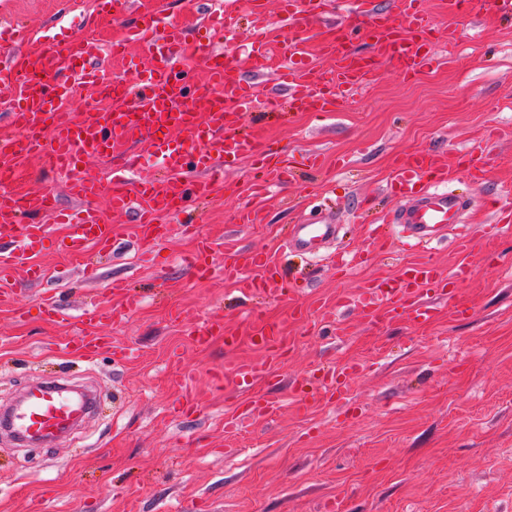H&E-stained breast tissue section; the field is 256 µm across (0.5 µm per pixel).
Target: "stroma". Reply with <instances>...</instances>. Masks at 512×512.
<instances>
[{
  "label": "stroma",
  "mask_w": 512,
  "mask_h": 512,
  "mask_svg": "<svg viewBox=\"0 0 512 512\" xmlns=\"http://www.w3.org/2000/svg\"><path fill=\"white\" fill-rule=\"evenodd\" d=\"M96 0H0V25L20 23L31 46H46L59 25H80ZM164 8L184 26L189 49L200 42V0H141V10ZM435 25L427 69L403 75L385 62L353 101L314 117L288 105L261 117L244 116L241 132L261 131L285 164L320 155L319 172L287 179L262 199L249 191L251 165L243 161L217 185L211 203L192 216L215 244L212 272L184 265L195 238L181 215L159 221L167 235L140 257L117 239L112 254L95 257L97 276L85 278L84 257L52 249L37 258L47 271L0 299V409L45 380H66L95 391L94 411L79 428L50 444H17L0 429V512H512V233L487 237L484 202L512 197V20L487 15L480 27L441 12L425 0ZM456 39H449V30ZM470 149L486 172L479 182L460 177L457 191L475 205L462 224L449 225L431 257L454 268V240L470 234L471 271L456 296L437 300L430 322L395 319L372 326L336 297L366 282L397 276L417 252L392 241L373 249L372 216L391 208L383 190L397 162L429 151L440 165ZM64 174L30 159L16 190H52L73 206ZM333 207L339 233L315 254L288 253L282 229L311 222ZM261 209L258 224H240L237 212ZM367 252L352 271L330 267L327 256L347 245ZM269 253L306 302L320 301L329 318L291 319L289 304L267 300L270 319L294 341L279 372L243 392H216L211 373L224 363L253 360L258 348L224 349L223 339L196 346L198 329L215 319L244 332L236 286L224 278V251ZM139 293L137 311L104 329L127 350L92 359L57 345L66 329L47 320L46 292L60 293L68 312L120 303L123 290ZM358 364L346 400L298 411L290 384L317 385L332 363ZM276 399L279 415L260 418L229 435L224 417L248 409L252 398Z\"/></svg>",
  "instance_id": "obj_1"
}]
</instances>
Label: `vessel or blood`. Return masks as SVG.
<instances>
[{"instance_id":"vessel-or-blood-1","label":"vessel or blood","mask_w":512,"mask_h":512,"mask_svg":"<svg viewBox=\"0 0 512 512\" xmlns=\"http://www.w3.org/2000/svg\"><path fill=\"white\" fill-rule=\"evenodd\" d=\"M335 0H279L276 29L260 26L249 33L245 52L225 45L228 33L235 31L239 11L246 10L265 17L266 0H232L221 7L219 15L205 13L202 26L206 30L201 44L205 67L202 90L188 92L185 65L188 53L181 28L166 20L159 11L140 17L125 41L101 48L75 34L52 39L47 48L37 52L22 50L26 34L11 31L8 40L15 46L11 54L0 57V86L11 88L13 96L0 120L14 128L11 136L0 138V172L15 174L19 163L40 156L53 170L67 174V190L78 202L76 213L59 209L51 191L21 198L0 188V233L14 232L16 249L0 251V296L12 293L16 283L11 271L26 266L30 281H40L44 270L32 261L45 246L58 251L80 254L87 248L108 250L115 235H128L139 245H151L163 228L156 218L163 213H189L191 204L208 200L215 181L223 179L225 169L247 160L261 170L263 177L252 185L254 193L265 188V177L274 175L267 158L271 149L257 134H237L244 112L269 108L276 104L274 96L265 94L262 85L269 72L272 54H279L283 66L278 74L288 90V100L298 112L323 115L335 111L339 96L350 94L364 76V57L337 48L335 40L321 44L318 52L335 59L331 78H323L313 64L308 32L320 19L343 30V15L334 13ZM357 14L369 21V32L383 57L397 60L403 72L410 73L428 66L432 26L421 8L420 0H395L393 13L378 9L377 0H353ZM449 15L465 16L481 21L488 14L512 16V0H443ZM137 43L149 53L152 63L141 66L128 52L129 43ZM125 60L133 81L117 78L109 61ZM108 90L123 101V108L108 113L89 110L80 120H73L60 108L74 99L78 90ZM142 116L133 125L127 113ZM154 138L161 157L160 175L133 182L132 173L139 168L141 157L130 154L121 165L112 167L100 179L83 170L84 156L111 155L120 144H135L144 137ZM439 169L434 155L421 153L406 157L390 183L392 193L401 201L392 216L407 233L408 240L421 243L437 239L448 225L461 223L470 209L469 198L437 187ZM107 195L114 212H130L132 224L120 227L109 224L94 205L100 195ZM51 216L48 224H32V213ZM68 228L65 236L52 233L53 224ZM338 226L332 215H324L310 224L295 225L290 244L312 251L335 239ZM469 249L466 238H459L457 251L463 259L455 271L441 275L432 260L407 265L392 279L370 282L357 294L343 295L338 306L354 308L358 316L369 322L401 316L430 320L436 297L456 291L467 276L469 263L464 256ZM213 245L200 238L196 251L187 262L199 275L210 274L209 257ZM225 277L238 278L244 297L262 293L276 299L293 295L287 279L281 278L276 264L260 252L236 251L224 256ZM44 312L55 324H74L73 336L67 337L65 349L93 356L111 349L112 339L101 328L115 317L111 309H88L71 317L55 294L44 297ZM250 342L263 351L258 362L241 361L232 367L213 372L215 390L225 383L244 388L268 379L277 371L289 351V340L280 329L268 322L263 310L249 309ZM224 339L225 350L237 348L240 338L223 323L211 322L201 331L198 343L208 344L212 337ZM356 373L355 366L327 367L321 383L313 390L298 391L300 405L313 401L339 402ZM88 406L79 394L54 384L31 387L22 403L9 415L8 424L21 440L50 439L65 425L81 419ZM280 405L275 400H257L250 412L227 416L225 425L234 430L249 425L253 415L276 416Z\"/></svg>"}]
</instances>
